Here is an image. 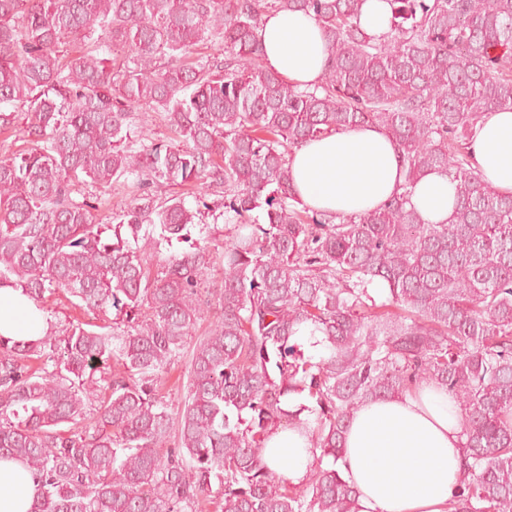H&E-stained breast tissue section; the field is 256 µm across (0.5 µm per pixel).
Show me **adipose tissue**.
Returning <instances> with one entry per match:
<instances>
[{"mask_svg":"<svg viewBox=\"0 0 512 512\" xmlns=\"http://www.w3.org/2000/svg\"><path fill=\"white\" fill-rule=\"evenodd\" d=\"M266 66L288 83H318L329 53L321 27L301 11L264 17L257 31ZM472 165L482 179L512 192V112L490 113L471 137ZM293 187L307 207L343 216L358 215L401 194L402 159L379 128L359 126L297 147L291 157ZM456 185L431 172L413 188L409 201L429 224L452 215ZM48 329L45 314L21 290L0 286V336L30 340ZM459 409L433 384L398 396L365 402L354 412L338 467L358 492L359 512H448L462 476ZM267 465L300 483L312 461L308 434L278 428L264 441ZM28 469L0 459V512H30L39 497Z\"/></svg>","mask_w":512,"mask_h":512,"instance_id":"adipose-tissue-1","label":"adipose tissue"}]
</instances>
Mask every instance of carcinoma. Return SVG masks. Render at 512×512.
Listing matches in <instances>:
<instances>
[{"mask_svg": "<svg viewBox=\"0 0 512 512\" xmlns=\"http://www.w3.org/2000/svg\"><path fill=\"white\" fill-rule=\"evenodd\" d=\"M363 2L0 0V136L27 143L0 158V285L100 317L0 336V459L39 478L33 512H358L336 469L353 412L422 382L460 409L452 512H512V193L469 164L475 124L512 111V0H386L378 39ZM277 10L319 22V83L265 65L256 30ZM143 110L176 141L145 144ZM365 125L397 145L404 192L357 216L302 204L293 150ZM431 171L456 182L444 224L407 207ZM107 191L124 203L103 215ZM193 229L204 244L159 256ZM218 259L220 316L172 412L162 374ZM302 414L313 460L293 484L259 450ZM389 5L381 0H365L361 8L359 22L362 29L371 37L378 38L388 30Z\"/></svg>", "mask_w": 512, "mask_h": 512, "instance_id": "cac0c4a2", "label": "carcinoma"}]
</instances>
